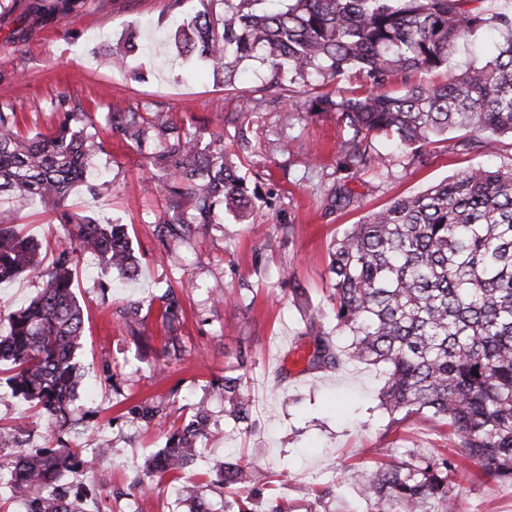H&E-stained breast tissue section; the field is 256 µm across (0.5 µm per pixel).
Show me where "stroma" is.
<instances>
[{
    "instance_id": "stroma-1",
    "label": "stroma",
    "mask_w": 512,
    "mask_h": 512,
    "mask_svg": "<svg viewBox=\"0 0 512 512\" xmlns=\"http://www.w3.org/2000/svg\"><path fill=\"white\" fill-rule=\"evenodd\" d=\"M30 0H0V106L15 108L24 131L48 132L55 121L59 92L80 104L104 143L87 181L68 198L71 213L105 222L121 218L141 257L135 279L81 261L76 295L85 315V334L78 352L83 366L79 426H91L110 447L89 478L101 488L102 512H132L137 500L128 491L134 471L164 444L158 428L135 429L122 418L127 406L160 397L173 399L171 419L183 423L187 405L204 404L213 421L212 435L198 449L179 485L204 494L214 512L233 490L210 486L214 461L240 456L252 466L272 472L267 500L287 498L294 512H376L362 492L364 476L383 461L387 449L444 451L448 429L415 420L393 422L379 406L385 383L383 367L343 361L335 370H311L312 347L301 338L306 312L328 310L331 280L329 246L347 225L394 198L425 190L473 163L498 168L512 165V143L503 142L493 155H474L439 146L425 166L397 155L384 177L362 174L352 182L355 202L328 208L325 194L335 180L336 151L345 131L335 113L303 117L283 125L279 106L253 105L255 89L270 71L260 62L241 65L239 80L224 86L201 59L182 61L170 31L192 17L199 0H85L75 12L52 13L46 22L28 18ZM137 35L132 66L143 81H131L102 65L106 46ZM160 108L172 119L209 131H223L224 148L239 155L248 179L258 180L267 207L246 221L219 212L215 225L159 258L156 227L165 206L159 192L142 190L151 173L146 159L108 129L112 108ZM301 140L308 153L297 152ZM0 220L37 240L44 263L71 245L70 226L56 212L22 206L0 197ZM289 270L303 287L292 294L281 272ZM227 291L223 305H214L211 288ZM181 297L184 316L179 331L187 350L181 360L159 358L162 330L148 317L145 332L151 344L140 347L127 335L115 311L137 302L148 306L165 288ZM252 352V364L239 372V348ZM123 366L129 381L114 393L104 381V368ZM242 375L253 400L252 425L235 422L223 391L213 379ZM8 371H0V424L28 431V447H55L71 441L67 432H50L45 416L12 396ZM452 493L458 512H512V487L479 478L478 466L460 462ZM330 494L317 498L316 493Z\"/></svg>"
}]
</instances>
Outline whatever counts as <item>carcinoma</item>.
Instances as JSON below:
<instances>
[{
    "instance_id": "cac0c4a2",
    "label": "carcinoma",
    "mask_w": 512,
    "mask_h": 512,
    "mask_svg": "<svg viewBox=\"0 0 512 512\" xmlns=\"http://www.w3.org/2000/svg\"><path fill=\"white\" fill-rule=\"evenodd\" d=\"M476 0H200V9L174 33L183 59L206 60L231 86L239 66L259 59L272 77L256 101L281 105L282 121L300 112H334L345 136L336 153L339 177L327 193L328 207L345 208L354 195L343 184L358 174L383 175L391 157L377 149L389 139L411 161L425 166L432 146L457 134L467 153H490L512 138V11L491 17ZM223 9L218 11L216 6ZM495 22L503 43L484 60L461 71L448 63L455 46ZM124 50L109 64L129 69ZM307 87L306 97L282 83ZM363 78L349 94L320 92L328 82ZM399 80L403 91L387 85ZM57 124L47 134L26 135L18 113L0 108V195L18 202L37 200L75 225L72 246L43 267L41 245L0 224V280L29 273L42 280L25 307L0 314V363L13 371L12 395L43 413L56 430L69 425L81 382L77 352L83 336V310L74 292L75 272L84 256L127 278L139 262L125 224H101L75 217L67 208L73 185L85 176L98 143L85 112L59 96ZM108 123L146 158L151 179L164 196L158 225L160 244L183 241L215 223L220 210L248 219L259 196L224 150V135L202 134L158 110L143 114L114 109ZM334 326L324 327L320 310L310 313L301 337L313 343L312 369H335L342 357L386 368L381 406L402 419L444 421L456 455L436 453L391 459L372 469L363 491L377 512H456L450 494L460 469L456 457L475 461L481 475L512 482V166L489 170L473 164L425 191L394 199L336 238L330 253ZM157 318L167 328L162 356L184 351L176 323L183 314L175 291L159 296ZM128 336L148 344L145 317L134 302L121 311ZM345 336L340 346L333 335ZM478 375H473V372ZM233 416L250 420L252 402L243 377L226 375L219 384ZM170 405L139 403L129 408L134 424L160 426ZM211 434L206 409L195 407L180 427L164 432V445L134 480L139 500L164 479L174 481L194 459L195 448ZM79 443L36 448L0 460V490L26 501V512H101L95 487L69 480L86 473L108 452L93 434ZM20 430L0 426V448H19ZM214 486L245 491L237 512L263 494L270 475L239 458L212 467Z\"/></svg>"
}]
</instances>
